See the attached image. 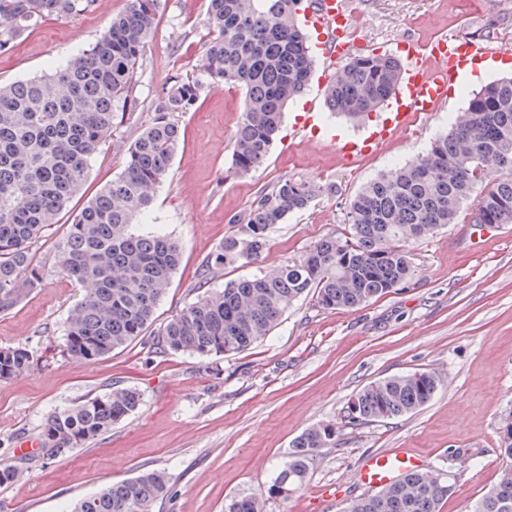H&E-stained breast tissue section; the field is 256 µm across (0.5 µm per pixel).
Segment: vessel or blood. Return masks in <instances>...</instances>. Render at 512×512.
<instances>
[{"label": "vessel or blood", "mask_w": 512, "mask_h": 512, "mask_svg": "<svg viewBox=\"0 0 512 512\" xmlns=\"http://www.w3.org/2000/svg\"><path fill=\"white\" fill-rule=\"evenodd\" d=\"M308 22L325 31L320 43L324 54L339 59L348 55L350 14L342 0H316ZM495 54L485 42L455 35L442 36L423 48L408 47L397 111L381 116L364 136L340 142V151L346 156L374 153L398 131L409 129L422 113L446 101L449 89L461 83L469 64ZM427 466V460L414 449L390 448L367 458L355 479L368 489L381 490L406 474L426 471Z\"/></svg>", "instance_id": "1"}]
</instances>
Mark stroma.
Here are the masks:
<instances>
[{"label": "stroma", "instance_id": "obj_1", "mask_svg": "<svg viewBox=\"0 0 512 512\" xmlns=\"http://www.w3.org/2000/svg\"><path fill=\"white\" fill-rule=\"evenodd\" d=\"M129 0H95L75 17L53 18L0 52V83L28 79L59 67L93 42ZM360 22L361 48L397 54L401 41L426 44L442 34L479 37L512 51V0H490L486 10L465 12L459 0H348ZM210 36L207 0H160L155 33L138 69L128 109L101 147L78 212L123 168L129 145L174 77L205 80L203 48ZM325 58H318L307 91L291 103L266 162L245 177L231 175L233 136L243 95L233 86L207 83L196 110L180 114L185 131L144 229L177 238L182 256L160 302L154 327L126 348L86 362L64 356L62 324L78 297L71 282L50 274L14 309L0 314V347L26 344L30 371L0 380V461L29 459L23 481L0 488L5 512H66L99 485L140 469L169 472L170 490L153 512H224L225 499L271 480L292 441L310 426L340 428L336 447L324 449L310 478L287 502L268 512H310L315 494L340 487L321 512H343L364 488L354 480L363 460L387 448H413L432 466L451 470L455 492L440 512H471L506 464L499 427L512 411V224L472 223L467 203L459 223L408 246L415 278L404 288L354 311L326 310L299 301L264 341L229 357L166 354L155 347L156 327L194 297L207 256L236 232L231 216L248 209L263 188L288 177L336 185L270 233L264 267L280 265L340 230L354 193L379 173L421 157L433 138L464 112L470 93L512 73V64L456 87L446 103L420 116L374 154L345 159L330 134L349 137L364 123L332 117L324 102ZM315 115L328 137L302 140L298 123ZM426 370L446 379L421 410L356 429L343 415L368 383ZM115 387L140 390L136 413L76 449L65 460H36L44 419L52 412Z\"/></svg>", "mask_w": 512, "mask_h": 512}]
</instances>
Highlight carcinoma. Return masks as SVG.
Segmentation results:
<instances>
[{
	"label": "carcinoma",
	"mask_w": 512,
	"mask_h": 512,
	"mask_svg": "<svg viewBox=\"0 0 512 512\" xmlns=\"http://www.w3.org/2000/svg\"><path fill=\"white\" fill-rule=\"evenodd\" d=\"M95 0H0V51L45 20L74 17ZM302 0H208L215 35L204 45L205 73L214 83L239 87L243 112L232 149L240 177L267 159L288 104L306 91L314 67L309 37L295 17ZM158 0L129 7L88 48L55 71L0 84V314L43 285L49 269L36 243L60 221L84 186L101 145L112 135L118 108L133 107L134 81L157 26ZM398 58L360 52L325 88L328 109L358 122L377 111L398 87ZM203 93L197 78H179L158 98L152 116L130 145L124 169L86 201L57 242L53 269L79 290L63 322V352L96 361L123 348L154 320L181 259L180 243L157 231L137 233L169 173L182 130L178 114L194 110ZM334 184L282 178L263 189L232 223L205 261L197 296L158 332L160 351L199 357L231 356L269 336L295 302L311 295L323 309H355L411 282L415 266L406 246L458 223L478 195L475 224H512V77L483 85L467 109L416 161L366 182L350 198L344 227L281 265L209 287V275L260 260L271 228L307 210ZM33 352L0 348V380L26 373ZM445 379L414 371L375 380L348 402L345 425L357 427L413 413L431 402ZM142 394L116 387L59 409L41 425L43 461L112 430L135 413ZM331 423L305 430L282 457L267 484L243 491L225 512H267L303 487L322 449L336 447ZM505 465L471 512H512V414L500 427ZM22 468L0 462V488L20 480ZM162 469L101 485L69 512H152L168 492ZM455 490L443 469L405 477L394 488L354 500L344 512H439Z\"/></svg>",
	"instance_id": "cac0c4a2"
}]
</instances>
